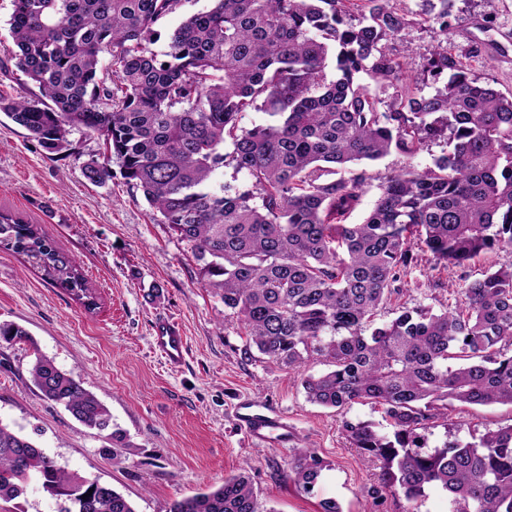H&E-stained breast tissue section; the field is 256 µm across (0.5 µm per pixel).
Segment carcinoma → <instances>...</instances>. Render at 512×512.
Wrapping results in <instances>:
<instances>
[{
    "label": "carcinoma",
    "mask_w": 512,
    "mask_h": 512,
    "mask_svg": "<svg viewBox=\"0 0 512 512\" xmlns=\"http://www.w3.org/2000/svg\"><path fill=\"white\" fill-rule=\"evenodd\" d=\"M12 2L9 57L41 96L0 95V112L59 157L75 130L103 140L107 155L86 162L84 176L104 184L118 165L154 220L189 245L204 286L236 315L249 345L294 369L314 356L327 362V373L303 377L313 403L380 407L390 433L349 420L342 429L381 462L382 489L416 503L438 487L448 512H512V424L433 450L418 433L458 404L512 406V267L465 282L449 311L404 307L374 325L419 257L430 256L432 271L451 270L512 249V93L471 78L439 42L428 73L443 86L405 88L380 107L361 75L400 80L404 62L379 48L406 24L398 0H368L356 25L345 21L344 0H213L174 29L161 56L151 44L181 0ZM430 7L429 22L446 32L448 0ZM251 110L265 119L246 128ZM440 139L448 151L434 167L409 164L389 176L367 217L346 223L366 181L363 171L342 175L348 165L393 149L411 160ZM227 165L255 191L215 186ZM0 250L86 311L98 309L94 285L38 225L0 213ZM27 336L0 324V343ZM30 374L45 399L123 440L82 378L43 355ZM324 469L301 448L288 478L308 494ZM31 478L70 503L61 512H136L112 486L65 471L35 440L0 424V502ZM166 512L260 510L249 477L234 474Z\"/></svg>",
    "instance_id": "obj_1"
}]
</instances>
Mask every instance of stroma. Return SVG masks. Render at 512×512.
<instances>
[{
	"label": "stroma",
	"instance_id": "35a3bbf8",
	"mask_svg": "<svg viewBox=\"0 0 512 512\" xmlns=\"http://www.w3.org/2000/svg\"><path fill=\"white\" fill-rule=\"evenodd\" d=\"M406 25L380 47L404 61L401 82L369 80L372 94L389 102L402 85L433 90L427 60L438 35L422 13L423 0H401ZM12 0H0V94L31 95L34 85L10 61L7 21ZM448 51L470 76L503 93L512 92V0H449ZM71 154L44 150L21 126L0 114V211L40 225L98 289L100 307L86 312L67 292L47 285L21 257L0 252V323L24 327L28 340L0 344V424L31 436L68 471L112 485L136 512H166L173 500L220 487L230 474L250 476L261 512H320L325 499L342 512H406L399 493L375 496L381 464L352 447L342 420L389 427L379 409L362 402L344 413L311 403L302 374L319 375L328 365L308 360L295 373L258 351L236 315L204 287L189 246L168 225L157 223L142 193L114 174L103 185L90 182L83 165L102 159L100 139L76 131ZM391 152L363 163L367 179L348 218L361 222L377 200L386 176L406 166ZM512 265V252L484 253L463 274L432 271L420 264L403 292L379 309L376 324L396 318L401 307L423 305L434 313L453 307L461 275ZM170 318L187 339L184 364L169 369L151 343L156 320ZM54 359L81 377L108 407L126 441L118 453L108 442L33 386L35 356ZM255 403L286 417L293 436L285 446L249 440L237 414ZM512 423V407L464 405L424 433L432 449L474 442ZM307 448L326 467L313 493L287 478L295 449Z\"/></svg>",
	"mask_w": 512,
	"mask_h": 512
}]
</instances>
